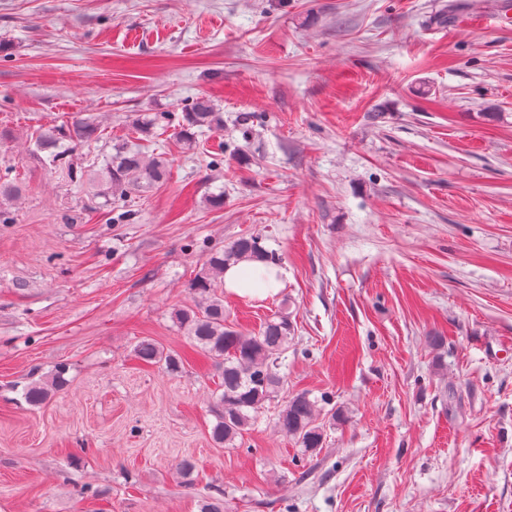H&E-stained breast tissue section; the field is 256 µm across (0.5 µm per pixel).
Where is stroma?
Returning a JSON list of instances; mask_svg holds the SVG:
<instances>
[{
    "mask_svg": "<svg viewBox=\"0 0 512 512\" xmlns=\"http://www.w3.org/2000/svg\"><path fill=\"white\" fill-rule=\"evenodd\" d=\"M496 6L0 0V171L20 184L0 198V512H198L206 492L228 512H512V24L482 21ZM202 94L224 125L194 146L135 135ZM78 114L170 158L133 221L85 211V187L29 158L34 131ZM242 235L289 277L225 297V319L255 332L287 308L285 392L343 414L308 459L274 402L216 445L211 361L172 374L134 355L144 337L187 349L171 312ZM61 362L68 385L28 405L23 386Z\"/></svg>",
    "mask_w": 512,
    "mask_h": 512,
    "instance_id": "obj_1",
    "label": "stroma"
}]
</instances>
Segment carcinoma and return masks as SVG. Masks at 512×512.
Segmentation results:
<instances>
[{"mask_svg": "<svg viewBox=\"0 0 512 512\" xmlns=\"http://www.w3.org/2000/svg\"><path fill=\"white\" fill-rule=\"evenodd\" d=\"M174 120L173 112H157L136 131L146 133L156 126L168 127ZM219 121L210 99L199 96L185 104L177 137L190 143L194 136L192 129L210 127ZM103 139L98 124L77 116L38 130L30 155L62 179L81 182L87 170L77 162L79 149ZM114 150L87 208H121L119 220L128 221L133 213L126 208L127 198L164 180L167 163L160 156L143 152L133 142L119 143ZM261 241L259 236H241L223 247L211 249L189 283L193 305L173 311L175 324L189 339L191 350L222 369L221 393L216 395L217 422L212 427L211 438L227 447L235 446L236 439L243 438L266 404L282 391L281 368L286 366L293 331L288 312L284 310L266 319L256 333H245L224 321V295L218 293L224 283V268L242 260L280 262L278 255L266 249ZM135 356L147 364H160L171 373L178 372L185 361L177 353L164 352L150 339L138 342ZM66 374V366H56L48 380L25 385L23 399L32 406L44 403L53 392L67 386ZM320 412L318 401L311 399L308 392L289 394L278 407L274 429L294 440L303 455L313 457L326 440L325 430L317 424Z\"/></svg>", "mask_w": 512, "mask_h": 512, "instance_id": "1", "label": "carcinoma"}]
</instances>
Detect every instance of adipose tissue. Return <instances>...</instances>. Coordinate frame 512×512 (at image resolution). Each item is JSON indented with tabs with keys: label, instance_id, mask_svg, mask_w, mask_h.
<instances>
[{
	"label": "adipose tissue",
	"instance_id": "1",
	"mask_svg": "<svg viewBox=\"0 0 512 512\" xmlns=\"http://www.w3.org/2000/svg\"><path fill=\"white\" fill-rule=\"evenodd\" d=\"M287 278V269L279 265L242 261L225 269L224 289L238 297L263 300L276 295Z\"/></svg>",
	"mask_w": 512,
	"mask_h": 512
}]
</instances>
